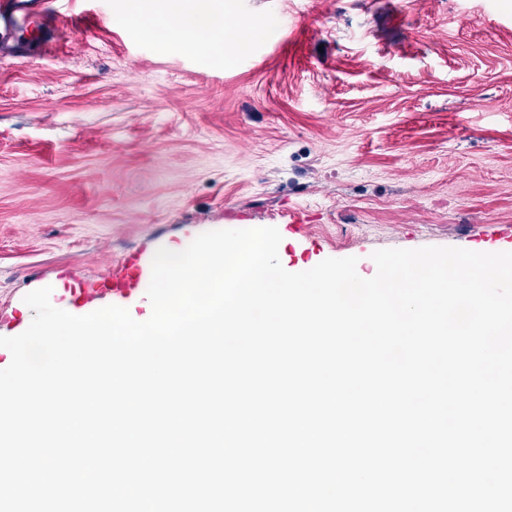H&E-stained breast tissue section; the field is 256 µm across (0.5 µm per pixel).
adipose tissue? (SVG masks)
I'll list each match as a JSON object with an SVG mask.
<instances>
[{"mask_svg":"<svg viewBox=\"0 0 512 512\" xmlns=\"http://www.w3.org/2000/svg\"><path fill=\"white\" fill-rule=\"evenodd\" d=\"M129 22L164 31L171 37L189 40L204 51L223 46L232 54L252 29L228 27L223 0H129Z\"/></svg>","mask_w":512,"mask_h":512,"instance_id":"obj_1","label":"adipose tissue"}]
</instances>
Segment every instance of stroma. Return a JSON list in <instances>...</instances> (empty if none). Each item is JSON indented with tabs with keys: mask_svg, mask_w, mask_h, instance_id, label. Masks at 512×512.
I'll return each instance as SVG.
<instances>
[{
	"mask_svg": "<svg viewBox=\"0 0 512 512\" xmlns=\"http://www.w3.org/2000/svg\"><path fill=\"white\" fill-rule=\"evenodd\" d=\"M126 7L0 52V336L212 230L277 228L292 272L512 251V0H228L266 35L222 65Z\"/></svg>",
	"mask_w": 512,
	"mask_h": 512,
	"instance_id": "1",
	"label": "stroma"
}]
</instances>
